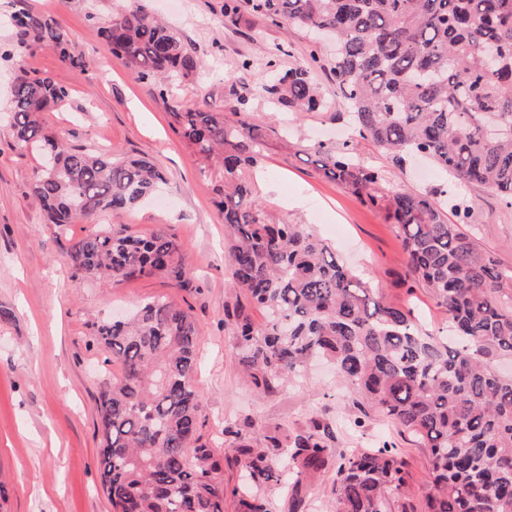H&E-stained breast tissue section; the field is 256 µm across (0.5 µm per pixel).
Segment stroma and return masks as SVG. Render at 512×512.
<instances>
[{"mask_svg":"<svg viewBox=\"0 0 512 512\" xmlns=\"http://www.w3.org/2000/svg\"><path fill=\"white\" fill-rule=\"evenodd\" d=\"M224 0H0V47L22 55L28 69L52 77L69 98L43 122L64 142L111 151L113 158L145 157L165 171L163 194L170 208L146 202L101 216L104 224H126L147 235L163 228L184 247L193 285L179 288L161 277L114 281L86 278L67 252L88 235L79 220L59 226L46 221L32 182L40 163L35 151L14 147L3 115L11 105L15 73L0 64V512H112L100 481L96 402L120 365L96 342L93 327L135 310L157 296L187 309L199 330L193 386L200 399L203 438L224 464V483H239L241 467L228 446L230 432L246 427L254 447L270 430L294 433L318 419L328 423L334 448H370L390 441L404 451L411 485L422 503L430 455L403 428L355 417L352 399L335 369L311 367L274 392L258 393L243 373L224 304L236 291L224 254V215L216 181L172 130V117L157 86L134 78L101 34L112 18L133 6L163 18L200 59V66L173 90L186 108L235 105L241 85L251 90L246 109L266 129L261 159L253 172L254 195L269 221L309 225L336 256L365 275L386 300L410 310L420 330L446 336L448 320L424 288L408 292L401 246L384 211L363 202L328 178L318 146L351 153L381 172L393 191L434 192L450 222L462 223L477 245L503 269H512V207L496 193L447 176L429 174L425 162L396 165L360 137L349 108L336 100L334 50L312 45L304 33L245 15L239 26L224 24ZM20 12L58 21L71 43L73 62L60 61L48 46L23 43L10 21ZM291 53L282 68L310 69L333 107L298 115L280 111L262 91L267 60L280 46ZM249 69H242L243 60Z\"/></svg>","mask_w":512,"mask_h":512,"instance_id":"1","label":"stroma"}]
</instances>
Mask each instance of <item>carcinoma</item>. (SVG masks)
<instances>
[{
  "instance_id": "carcinoma-1",
  "label": "carcinoma",
  "mask_w": 512,
  "mask_h": 512,
  "mask_svg": "<svg viewBox=\"0 0 512 512\" xmlns=\"http://www.w3.org/2000/svg\"><path fill=\"white\" fill-rule=\"evenodd\" d=\"M224 23L245 14L336 40V87L359 134L401 162L424 156L445 174L488 188L512 205V0H224ZM25 35L50 43L70 61V43L52 19L14 16ZM112 52L140 80L157 83L174 132L224 179L219 205L224 245L239 296L224 305L234 327L239 363L263 392L301 375L314 357L331 361L362 417L376 412L430 449L423 512H512V305L497 300L505 271L462 225L448 222L434 194L390 192L382 175L345 152L323 153L325 174L388 215L400 239L408 276L429 290L448 315L455 340L422 334L411 312L390 304L345 265L305 224H273L253 196L250 170L261 158L264 132L242 115L249 88L231 116L170 102V87L198 67L197 58L163 22L136 7L103 28ZM19 71L7 118L15 147L39 150L33 190L52 224L90 223L135 206L161 188L162 170L144 158L65 147L41 115L68 97L48 76ZM266 92L290 112L330 102L308 71H281L268 61ZM87 277L186 278L182 244L165 230L141 236L104 226L68 251ZM266 314L254 323L249 308ZM123 375L97 404L99 467L112 512H271L260 491L291 486V512L303 507L302 482L329 464L336 512H418L407 496L401 452L331 448L314 421L293 443L277 436L253 448L245 437L229 448L245 482L224 486L221 461L203 441L193 386L198 330L191 314L158 297L128 320L94 326Z\"/></svg>"
}]
</instances>
